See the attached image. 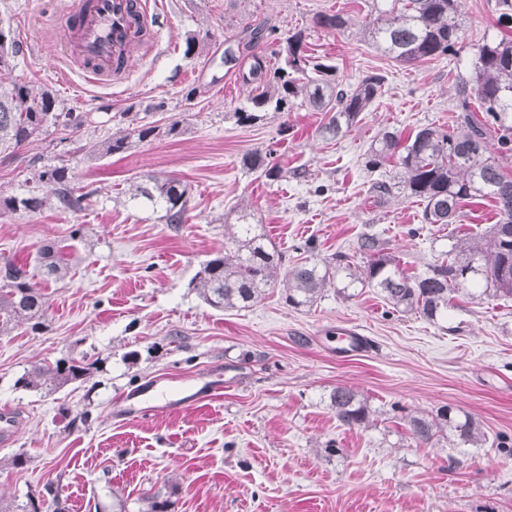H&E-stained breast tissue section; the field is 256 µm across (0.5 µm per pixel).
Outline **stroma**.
I'll list each match as a JSON object with an SVG mask.
<instances>
[{
	"mask_svg": "<svg viewBox=\"0 0 512 512\" xmlns=\"http://www.w3.org/2000/svg\"><path fill=\"white\" fill-rule=\"evenodd\" d=\"M370 0H167L153 54L133 56L111 84L78 88L55 75L59 52L45 42L65 0H0L23 51L10 79L53 86L65 107L86 113L73 134L49 127L12 154L0 155V194L45 196L34 212L0 211V263L25 266L47 297L46 327L0 335V407L17 416L14 439L0 444V507L22 512L29 496L58 487L68 512H512V455L460 444L451 434L419 445L406 416L441 408L467 412L489 435L512 441V300L462 298L447 320L389 314L367 288L354 297L327 290L313 306H288L273 288L243 310L207 306L192 282L207 260L231 248L227 227L247 214L285 256L302 245L320 259L354 253L373 234L420 273L447 250L449 235L471 236L496 220L491 199L466 207L454 231L422 227V207L395 195L377 202L368 172L370 144L386 129L410 135L451 126L454 86L475 50L496 34L493 0H461L464 39L453 60L399 64L362 38L357 24ZM340 11L344 34L315 26ZM262 23L274 34L257 51L274 57L288 34L307 32L312 55L336 62L344 81L387 76L383 95L343 139L317 133L324 115L303 108L238 125L234 109L247 86L224 69V42ZM200 48L185 54V39ZM181 132L133 144L122 154L84 159L80 147L127 127L130 118ZM273 151L284 169L271 182L243 168L244 153ZM63 165L76 192L91 196L73 212L40 184L42 166ZM302 178H293V171ZM187 184L183 223L160 221L130 201V185L150 176ZM421 226L419 236L408 230ZM48 244L65 247L73 269L45 279L38 262ZM367 336L365 350L336 352V329ZM88 358L85 382L30 391L17 379L32 366ZM217 386L214 399L189 403ZM359 392L369 425L337 421L330 395ZM173 401L171 411L133 418L122 398ZM24 453L27 463L12 466Z\"/></svg>",
	"mask_w": 512,
	"mask_h": 512,
	"instance_id": "obj_1",
	"label": "stroma"
}]
</instances>
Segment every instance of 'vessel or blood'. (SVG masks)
<instances>
[{"mask_svg": "<svg viewBox=\"0 0 512 512\" xmlns=\"http://www.w3.org/2000/svg\"><path fill=\"white\" fill-rule=\"evenodd\" d=\"M66 14L69 25L55 45L69 67L59 76L66 81L75 71L91 85L122 73L143 46L144 31L156 24L150 0H69Z\"/></svg>", "mask_w": 512, "mask_h": 512, "instance_id": "obj_1", "label": "vessel or blood"}]
</instances>
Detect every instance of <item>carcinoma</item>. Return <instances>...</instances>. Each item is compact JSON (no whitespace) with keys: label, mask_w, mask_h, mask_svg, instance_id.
Returning a JSON list of instances; mask_svg holds the SVG:
<instances>
[{"label":"carcinoma","mask_w":512,"mask_h":512,"mask_svg":"<svg viewBox=\"0 0 512 512\" xmlns=\"http://www.w3.org/2000/svg\"><path fill=\"white\" fill-rule=\"evenodd\" d=\"M459 7L460 0H371L359 29L366 41L400 64L433 61L457 54L456 46L463 38ZM495 13L498 27L512 29V0H495ZM315 25L343 34L352 22L340 12L320 13ZM269 36L270 31L262 26L247 31L236 46L224 50V63L235 62L236 52L254 49ZM20 53L13 32L0 28V73L11 71L12 61ZM238 77L251 90L246 102L234 111L237 124L254 125L269 111L288 112L305 106L325 113L326 122L318 134L334 140L344 138L360 121L386 82L382 73H370L353 84L344 82L336 65L307 53L302 30L285 38L275 63L254 53L249 67L239 70ZM455 111L450 130L431 123L404 140L394 130L383 131L366 153L365 168L394 162L396 181L373 182V197L381 200L406 193L422 202L426 224H459L466 217L465 204L492 198L497 219L483 236L448 238V250L415 275L405 274L396 256L384 253L373 234L358 240V261L340 254L334 263L312 258L288 268L285 256L256 233V225L244 214L229 232L234 250L208 260L196 274L194 288L199 296L215 310L242 309L280 286L288 305L300 308L312 306L331 286L339 294L351 288H373L391 313H415L433 323L447 318L461 295L512 298V174L505 173L490 155L492 141L500 153L512 152V36L503 33L477 48L467 73L457 78ZM88 122L80 112L59 110L57 96L47 84L0 80V154L38 139L50 123L74 133ZM180 126L179 120L164 128L131 123L108 140L85 142L80 150L87 159H98L123 153L148 139L174 136ZM242 165L270 181L283 177L282 167L269 153L247 152ZM38 181L52 187L61 207L74 211L86 207L89 195L74 193L67 168L44 166ZM140 198L161 210L160 219L167 224H181L186 217L188 187L176 178H148V183L136 186L132 194V199ZM44 204L45 198L35 195L0 197V210L12 212L34 211ZM39 259L48 279L59 280L68 272V255L60 247L44 246ZM46 312L40 287L31 282L23 267L5 261L0 267V333L20 322L30 323L35 330L44 325ZM92 368L74 359H60L53 365L33 367L17 384L26 390L53 392L84 382ZM330 405L344 426H361L370 420L366 400L350 388L336 387ZM408 424L410 434L421 444L431 443L436 429L444 426L463 445L480 448L489 444V437L471 416L458 415L450 408L434 420L413 416Z\"/></svg>","instance_id":"cac0c4a2"}]
</instances>
